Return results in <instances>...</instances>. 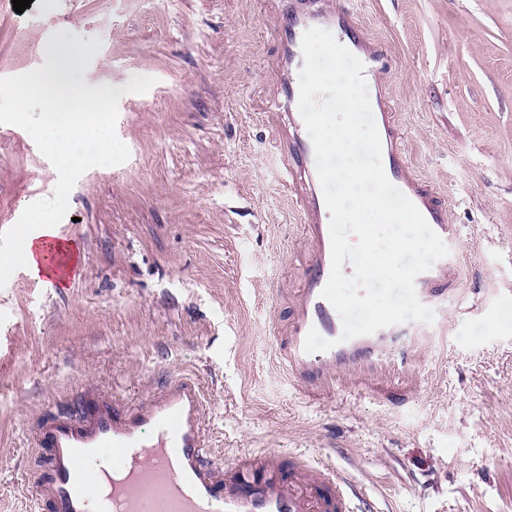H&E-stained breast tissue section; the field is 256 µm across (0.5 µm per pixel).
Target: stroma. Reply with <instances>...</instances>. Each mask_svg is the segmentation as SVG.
<instances>
[{"instance_id": "obj_1", "label": "stroma", "mask_w": 512, "mask_h": 512, "mask_svg": "<svg viewBox=\"0 0 512 512\" xmlns=\"http://www.w3.org/2000/svg\"><path fill=\"white\" fill-rule=\"evenodd\" d=\"M287 0H0V78L98 39L91 87L155 77L118 103L127 162L77 181L60 237L79 271L0 289V512H30L31 437L72 394L138 398L193 371L224 457L290 448L335 462L366 512H512V0H359L392 66L382 90L413 167L459 225L465 292L417 398L309 406L275 356L303 253L302 215L271 148L277 22ZM57 172L0 124V232L52 197Z\"/></svg>"}]
</instances>
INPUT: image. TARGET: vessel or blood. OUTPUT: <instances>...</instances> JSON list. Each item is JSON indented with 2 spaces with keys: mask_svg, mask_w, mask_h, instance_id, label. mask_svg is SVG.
I'll return each instance as SVG.
<instances>
[{
  "mask_svg": "<svg viewBox=\"0 0 512 512\" xmlns=\"http://www.w3.org/2000/svg\"><path fill=\"white\" fill-rule=\"evenodd\" d=\"M312 27L337 36L363 62L367 82L380 83L390 70L386 53L370 45L348 7L316 10L308 0H291L277 31L278 82L268 108L280 120L276 145L287 156L285 185L303 212L307 258L299 286L288 293L287 324L276 338V355L305 404L325 407L343 392L399 407L418 386L420 364L432 343L428 327L410 322L343 342L341 319L321 295L331 270L330 214L294 79L304 65L302 36ZM370 104L387 177L449 249L415 281L418 300L445 312L460 294L465 263L460 229L449 223L432 188L412 174L390 104L380 96ZM40 254L55 270V286L66 287L77 271L69 241L47 237ZM313 328L334 340V347L305 352ZM72 404V410L47 416L33 439L41 456L34 512H354L357 490L329 460L272 452L218 463L205 442V393L192 373H181L133 403L81 393Z\"/></svg>",
  "mask_w": 512,
  "mask_h": 512,
  "instance_id": "vessel-or-blood-1",
  "label": "vessel or blood"
}]
</instances>
